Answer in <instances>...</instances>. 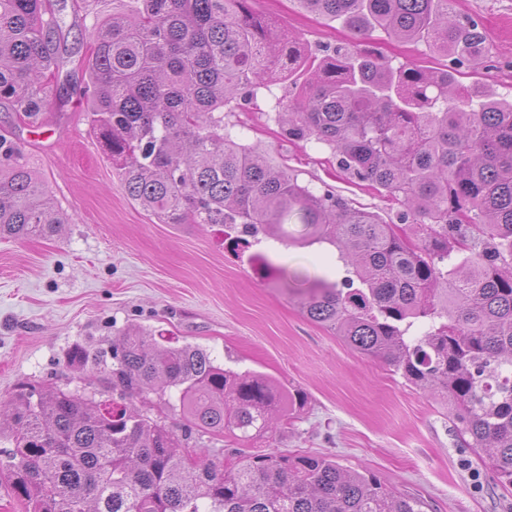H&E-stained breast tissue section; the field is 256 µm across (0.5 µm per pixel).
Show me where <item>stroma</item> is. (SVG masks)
Instances as JSON below:
<instances>
[{"mask_svg": "<svg viewBox=\"0 0 512 512\" xmlns=\"http://www.w3.org/2000/svg\"><path fill=\"white\" fill-rule=\"evenodd\" d=\"M52 4L59 71L45 90L47 103L34 123L0 103V131L13 133L70 222L54 237L0 239V403L22 383L104 392L102 373L71 364L69 352L145 330L304 394L305 406L276 431L242 443L204 435L214 458L238 446L331 456L345 469L374 473L424 499L427 512H512V490L498 482L483 452L464 447L461 426L440 397L300 313L295 289L340 276L334 247L265 238L253 246L269 263L264 270L231 249L224 225L165 224L126 196L76 92L93 47L87 32L111 13L112 0ZM251 6L300 39L313 60L326 47L356 39L298 0ZM453 8L483 25L482 59L459 65L427 42L401 44L382 35L367 46L393 65L446 67L461 84L511 100L512 0H454ZM308 78L303 70L259 91L255 101L225 113L227 130L286 163L310 189L333 188L354 206L397 222L401 205L344 176L327 147L281 135L277 103L302 92Z\"/></svg>", "mask_w": 512, "mask_h": 512, "instance_id": "1", "label": "stroma"}]
</instances>
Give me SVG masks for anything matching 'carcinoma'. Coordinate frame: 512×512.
Returning <instances> with one entry per match:
<instances>
[{
    "label": "carcinoma",
    "mask_w": 512,
    "mask_h": 512,
    "mask_svg": "<svg viewBox=\"0 0 512 512\" xmlns=\"http://www.w3.org/2000/svg\"><path fill=\"white\" fill-rule=\"evenodd\" d=\"M251 0H121L89 36L81 95L129 198L165 224H234L328 244L344 274L298 297L302 313L379 358L448 413L512 486V102L478 99L446 69L392 65L356 43L328 49L308 91L288 100L281 135L327 146L346 176L398 201L399 223L316 193L269 153L236 142L224 110L250 103L303 62L299 42ZM364 39L425 40L483 55L478 21L450 0H298ZM50 0H0V100L28 121L58 69ZM301 225L291 232L290 223ZM55 208L21 145L0 133V237L59 233ZM417 322L421 336L409 335ZM70 361L104 366L112 396L22 387L0 405L12 494L25 512H425L427 504L332 457L233 448L207 458L206 434L249 440L288 423L300 396L261 373L215 363L199 346L148 332ZM157 396L186 420L178 435L128 402Z\"/></svg>",
    "instance_id": "1"
}]
</instances>
